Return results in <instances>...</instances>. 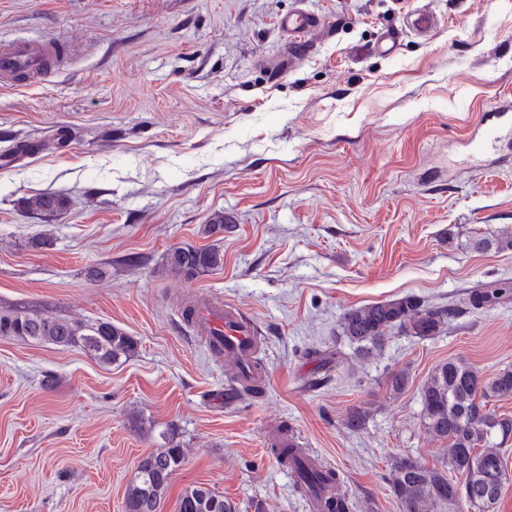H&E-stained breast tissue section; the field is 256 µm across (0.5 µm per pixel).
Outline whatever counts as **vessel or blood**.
<instances>
[{"label": "vessel or blood", "mask_w": 512, "mask_h": 512, "mask_svg": "<svg viewBox=\"0 0 512 512\" xmlns=\"http://www.w3.org/2000/svg\"><path fill=\"white\" fill-rule=\"evenodd\" d=\"M317 17L303 11L285 15L279 27L288 38L291 54H299L304 36L318 27ZM405 25L416 35L427 36L437 25L431 12L419 9L405 18ZM63 54L61 43L53 37L0 42V84L9 86L18 80L41 81L52 76L53 66ZM512 141V121L504 119L481 127L469 139L473 155H499L504 143ZM188 326L209 349L237 359L242 371H249L258 343L254 321L233 305L207 296L198 297Z\"/></svg>", "instance_id": "1"}]
</instances>
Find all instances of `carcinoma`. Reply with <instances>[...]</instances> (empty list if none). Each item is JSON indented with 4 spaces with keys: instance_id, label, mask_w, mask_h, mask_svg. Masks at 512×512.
<instances>
[{
    "instance_id": "cac0c4a2",
    "label": "carcinoma",
    "mask_w": 512,
    "mask_h": 512,
    "mask_svg": "<svg viewBox=\"0 0 512 512\" xmlns=\"http://www.w3.org/2000/svg\"><path fill=\"white\" fill-rule=\"evenodd\" d=\"M32 211L61 212L63 198L37 194L26 199ZM169 271L192 281L224 265V254L215 248L175 247L168 251ZM507 286L478 287L467 292L465 304L487 310L501 299ZM454 309L434 306L416 296L367 304L349 309L340 322V336L355 356L368 359L391 341L393 335L431 340L445 330ZM0 336L77 347L103 364H110L135 350L132 337L102 322L87 326L26 311H1ZM410 373L402 368L390 374L388 386L402 394ZM512 396V369L485 376L465 359L436 365L421 388V421L426 432L446 444L441 466H428L412 457H397L389 483L399 512H491L498 502L507 473L501 468L502 446L512 438V416L499 414L490 401ZM183 459L180 445L169 436L158 448L142 456L124 495L125 512H163L172 474ZM325 484L339 487V476L326 469L300 470V491L307 493ZM177 512H238L223 494L192 485L178 498Z\"/></svg>"
}]
</instances>
